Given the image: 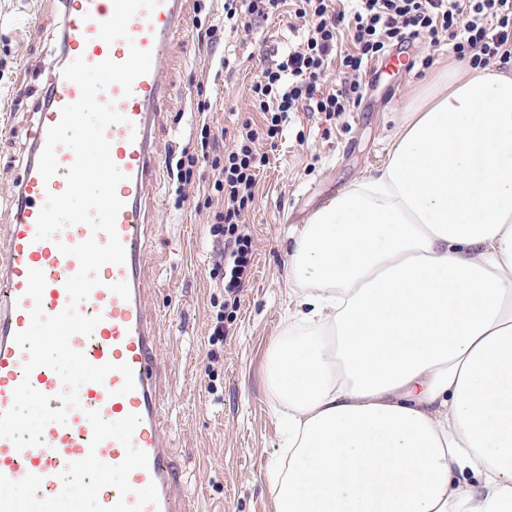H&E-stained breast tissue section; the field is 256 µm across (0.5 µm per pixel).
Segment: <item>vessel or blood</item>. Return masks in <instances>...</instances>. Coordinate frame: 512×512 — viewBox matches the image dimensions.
Returning <instances> with one entry per match:
<instances>
[{
  "label": "vessel or blood",
  "instance_id": "obj_1",
  "mask_svg": "<svg viewBox=\"0 0 512 512\" xmlns=\"http://www.w3.org/2000/svg\"><path fill=\"white\" fill-rule=\"evenodd\" d=\"M193 2L157 0L152 11H139L131 19L129 39L109 44L99 38L98 32L100 23L113 14V0H60L62 23L57 64L34 105L36 119L27 134L28 156L11 199L12 220L5 234L6 245L0 250V413L12 407L13 392L25 378L37 391L49 396L50 408L61 406L57 398L63 389L59 376L47 367L25 374L27 354L13 340L16 333L30 324L33 301L25 294L29 270L43 272L46 286L42 308L46 315H56L68 305L65 283L79 269L75 257L60 252L59 243L74 245L91 237L101 244L108 241L106 233H91L83 224L66 227L52 239L35 238L37 217L47 195L65 190L64 171L74 161L73 151L60 146L56 149L60 174L46 181L37 169L48 129L59 121L62 108L80 97L79 87L65 79L62 71L80 56L91 64L108 58L124 61L133 46L151 51L152 66L148 74L135 80L131 96H124L116 84L99 95L101 102L113 103L124 117L123 122L107 128L106 137L111 158L125 175L117 187L123 207L116 219V230L126 251V261L99 269V286L79 303L78 310L86 316L101 315L102 320L91 335L76 334L70 339L71 347L83 352L92 364H128L134 373L135 388L119 395L123 377L119 372H111L103 383L81 386L80 408L69 411L66 423L47 424L41 445L19 449L10 440L0 438V474L14 481L30 474L41 477L39 494L43 497L58 495L63 486L61 473L88 453H96L99 460L110 465L124 459L125 449L116 440L108 439L91 447L93 431L86 411H99L109 422L133 413L140 416L141 422L132 442L147 453L148 466L130 473L128 480L133 492L127 495V503L135 504L136 490L153 483L158 489L159 503L146 506L144 512H193L183 496L171 460V438L163 433L158 413L156 335L147 309L143 232L150 221L151 193L161 180V120L177 102L176 89L165 78L164 70L182 45Z\"/></svg>",
  "mask_w": 512,
  "mask_h": 512
}]
</instances>
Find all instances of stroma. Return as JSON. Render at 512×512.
Returning <instances> with one entry per match:
<instances>
[{"instance_id": "1", "label": "stroma", "mask_w": 512, "mask_h": 512, "mask_svg": "<svg viewBox=\"0 0 512 512\" xmlns=\"http://www.w3.org/2000/svg\"><path fill=\"white\" fill-rule=\"evenodd\" d=\"M60 20L59 0H0V103L10 106L0 112V235L11 220L10 192L27 156L33 104L57 53ZM300 38L282 17L206 50L195 27H188L169 74L182 104L165 116L160 154L195 147L202 116L216 132L233 133L238 119L252 113L248 88L269 52ZM403 49L417 60L431 57V66L413 68L394 90H367L332 127L308 112L289 118L244 214L254 238L253 274L238 308L224 315L223 342L209 341L213 307L224 300L212 275L207 229L210 166L200 165L197 186L183 204H176L167 183L156 189L161 205L144 231L149 311L159 317L156 394L185 493L203 504V512H275L270 474L284 453L268 386L269 352L274 340L303 334L288 321L290 232L381 167L394 129L440 80L451 52L448 44L421 38ZM221 56L233 71L217 81L209 66ZM201 104L206 112H198Z\"/></svg>"}]
</instances>
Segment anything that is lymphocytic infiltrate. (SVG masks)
<instances>
[{"label":"lymphocytic infiltrate","mask_w":512,"mask_h":512,"mask_svg":"<svg viewBox=\"0 0 512 512\" xmlns=\"http://www.w3.org/2000/svg\"><path fill=\"white\" fill-rule=\"evenodd\" d=\"M223 25L198 30L199 43L211 44L220 28L251 31L273 17L289 13L306 35L273 63L265 65L249 88L261 121L244 119L230 141L202 124L196 150L171 152L166 160L168 183L185 199L195 170L210 161L212 188L221 208L208 234L230 307H237L249 281L254 238L242 215L254 202L258 176L269 165L267 149L276 145L290 114L299 110L331 121L359 106L366 92L367 68L391 48L410 40L448 38L459 59L475 67L512 54V0H355L338 9L336 0H224ZM346 80L327 86L330 65Z\"/></svg>","instance_id":"lymphocytic-infiltrate-1"}]
</instances>
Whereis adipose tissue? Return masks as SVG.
Returning <instances> with one entry per match:
<instances>
[{
  "instance_id": "adipose-tissue-1",
  "label": "adipose tissue",
  "mask_w": 512,
  "mask_h": 512,
  "mask_svg": "<svg viewBox=\"0 0 512 512\" xmlns=\"http://www.w3.org/2000/svg\"><path fill=\"white\" fill-rule=\"evenodd\" d=\"M458 70L292 231L276 512H512V73Z\"/></svg>"
}]
</instances>
